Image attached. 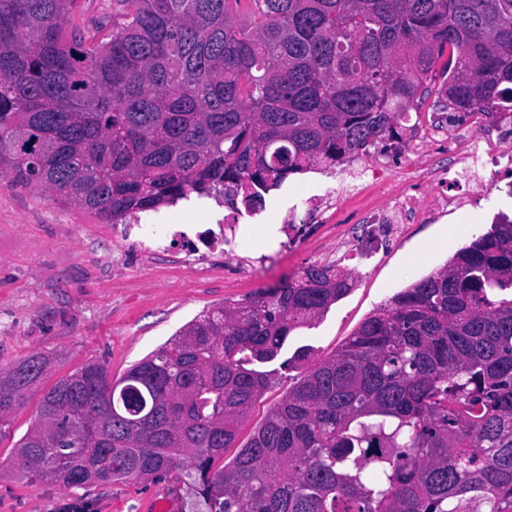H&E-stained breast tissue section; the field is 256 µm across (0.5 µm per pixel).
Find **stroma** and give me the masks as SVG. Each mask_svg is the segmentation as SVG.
<instances>
[{"mask_svg":"<svg viewBox=\"0 0 512 512\" xmlns=\"http://www.w3.org/2000/svg\"><path fill=\"white\" fill-rule=\"evenodd\" d=\"M66 25L109 38L112 0H77ZM359 159L386 166L359 194L341 191L338 171L294 174L267 193L261 213L241 218L232 232L234 252L244 261L239 269L217 250L201 265L189 262L181 245L151 255L113 238L111 225L93 211L60 204L42 188L0 175V371L33 354L50 361L47 375L27 391L0 436V512H64L73 501L87 504L88 512H147L165 501L173 512H189L191 497L183 483L157 477L68 487L22 473L14 444L35 420L44 389L58 378L90 360L120 378L203 311L243 302L308 265H339L346 248L357 242L366 210L403 192L426 198L437 191L438 177L455 155L434 143L407 166L378 145ZM328 191L334 207L327 225L312 237L304 225H295L300 246L281 250L286 211ZM499 211H512V198L493 190L478 206L407 225L401 239L352 267V290L315 326L292 332L285 356L301 347L311 348L316 360L334 353L381 304L486 232Z\"/></svg>","mask_w":512,"mask_h":512,"instance_id":"1","label":"stroma"}]
</instances>
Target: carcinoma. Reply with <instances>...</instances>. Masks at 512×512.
Instances as JSON below:
<instances>
[{"instance_id":"carcinoma-1","label":"carcinoma","mask_w":512,"mask_h":512,"mask_svg":"<svg viewBox=\"0 0 512 512\" xmlns=\"http://www.w3.org/2000/svg\"><path fill=\"white\" fill-rule=\"evenodd\" d=\"M74 3L0 0V174L110 224L220 189L253 210L292 174L400 142L445 53L449 110L512 105V0H116L107 42L65 33ZM351 289L309 265L119 380L83 364L44 391L19 468L76 487L172 476L190 512H512L507 219L309 366L224 463L264 366ZM44 363L0 381V435Z\"/></svg>"}]
</instances>
